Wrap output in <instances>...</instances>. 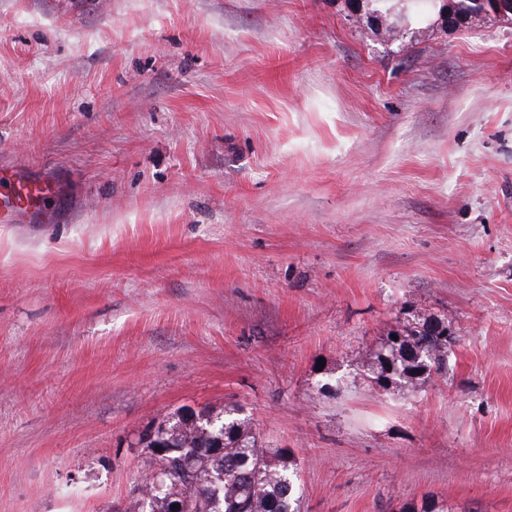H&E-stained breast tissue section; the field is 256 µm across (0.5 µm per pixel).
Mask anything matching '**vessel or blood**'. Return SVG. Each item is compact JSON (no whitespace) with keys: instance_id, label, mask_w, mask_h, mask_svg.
Returning a JSON list of instances; mask_svg holds the SVG:
<instances>
[{"instance_id":"obj_1","label":"vessel or blood","mask_w":512,"mask_h":512,"mask_svg":"<svg viewBox=\"0 0 512 512\" xmlns=\"http://www.w3.org/2000/svg\"><path fill=\"white\" fill-rule=\"evenodd\" d=\"M49 183L13 170L0 172V223L17 224L34 219L39 211Z\"/></svg>"}]
</instances>
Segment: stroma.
<instances>
[{
    "label": "stroma",
    "mask_w": 512,
    "mask_h": 512,
    "mask_svg": "<svg viewBox=\"0 0 512 512\" xmlns=\"http://www.w3.org/2000/svg\"><path fill=\"white\" fill-rule=\"evenodd\" d=\"M348 0H0V512H133V441L239 408L299 512H512V23ZM416 391L364 365L417 314ZM325 366H318V359ZM49 189L46 179L31 178L19 169L0 170V223L18 224L34 219ZM391 334L397 335L398 341ZM457 340L444 319L424 315L390 332L365 367L371 381L383 389L394 385L415 391L432 377L447 373L448 352Z\"/></svg>",
    "instance_id": "obj_1"
}]
</instances>
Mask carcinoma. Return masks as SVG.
<instances>
[{
  "instance_id": "obj_1",
  "label": "carcinoma",
  "mask_w": 512,
  "mask_h": 512,
  "mask_svg": "<svg viewBox=\"0 0 512 512\" xmlns=\"http://www.w3.org/2000/svg\"><path fill=\"white\" fill-rule=\"evenodd\" d=\"M368 18L390 16L393 28L407 27L433 8L448 11L468 25L486 17L474 13L472 0H363ZM366 364L369 378L383 389L407 391L448 371V352L457 336L438 316H423L393 331ZM189 421L178 409L142 432L140 449L145 478L134 488L140 512H169L170 499L181 497L186 512H298L296 473L288 467L285 448L267 447L240 412L214 413L202 408ZM224 437V448L212 453L209 438Z\"/></svg>"
}]
</instances>
